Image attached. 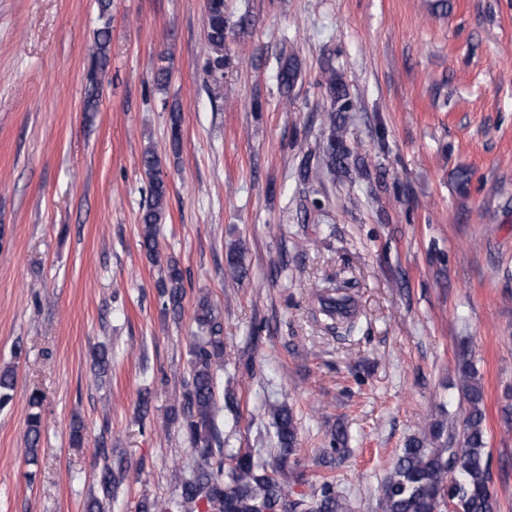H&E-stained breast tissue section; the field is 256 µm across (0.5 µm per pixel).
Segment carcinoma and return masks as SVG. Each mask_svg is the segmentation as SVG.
<instances>
[{"instance_id": "obj_1", "label": "carcinoma", "mask_w": 512, "mask_h": 512, "mask_svg": "<svg viewBox=\"0 0 512 512\" xmlns=\"http://www.w3.org/2000/svg\"><path fill=\"white\" fill-rule=\"evenodd\" d=\"M243 22H231L224 0H209L206 5L205 39L209 54L204 67L206 82L219 87L228 61L224 56L227 37ZM109 28L97 36L96 56L88 73L91 86L107 61ZM300 69L295 56L278 61L277 81L283 97L290 96ZM320 84L326 88L330 107L321 115L326 135L319 143L316 168L334 172L347 169L349 150L344 146V113L352 108L345 86L336 79V71L323 72ZM162 158L149 148L141 157V167L149 179V199L140 217L141 247L154 261H159L158 225L166 215L167 185L162 176ZM227 272L239 281L247 272L246 249L232 243L225 253ZM158 288L166 310L177 316L185 297L184 273L170 258ZM317 312L326 326L336 321H351L356 315L355 299L340 286L316 290ZM196 331L189 348V374L182 401L171 407L172 420L186 436L197 464L182 477L175 492L167 498H145L137 512H347L344 498L332 479L324 480L309 496L290 498L295 471L289 466L296 455L298 430L294 414L285 404H271L267 413L275 429L276 447L270 449L271 462L255 458L248 448H233L224 439L218 417L221 411L215 395L216 373L224 366V321L208 296L198 297L194 316ZM460 385L467 403L462 438L448 447V424L431 421L420 436L410 439L398 454L382 486L381 512H497V503L489 489V465L486 453L484 391L476 376L471 350L465 343L457 351ZM14 373L0 372V408L13 399ZM42 397L34 390L28 398L26 454L35 458L41 435ZM104 464L97 486L104 499H112L123 481L127 466L123 459Z\"/></svg>"}]
</instances>
